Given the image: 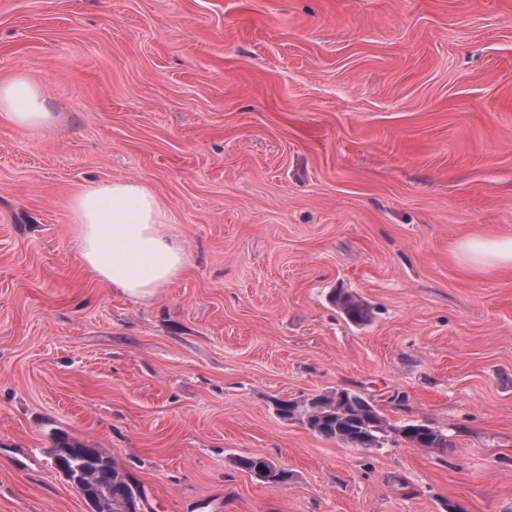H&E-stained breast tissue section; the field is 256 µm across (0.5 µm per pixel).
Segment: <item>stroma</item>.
<instances>
[{
    "mask_svg": "<svg viewBox=\"0 0 512 512\" xmlns=\"http://www.w3.org/2000/svg\"><path fill=\"white\" fill-rule=\"evenodd\" d=\"M18 75L55 120L0 115V512H89L56 433L144 512H512V271L456 258L512 236V0H0ZM118 180L190 257L146 300L79 255L73 198ZM340 388L451 448L276 412ZM331 302L352 323L362 324L370 318L368 306L352 293L338 290L331 295ZM233 464L263 484L277 485L280 479L276 464L274 465L273 461L271 462L265 457L240 456L233 459ZM256 472L258 473L256 474Z\"/></svg>",
    "mask_w": 512,
    "mask_h": 512,
    "instance_id": "1",
    "label": "stroma"
}]
</instances>
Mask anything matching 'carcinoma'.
Masks as SVG:
<instances>
[{"label": "carcinoma", "mask_w": 512, "mask_h": 512, "mask_svg": "<svg viewBox=\"0 0 512 512\" xmlns=\"http://www.w3.org/2000/svg\"><path fill=\"white\" fill-rule=\"evenodd\" d=\"M331 302L346 319L362 324L369 320L370 309L356 295L338 290L331 295ZM346 401L338 404L335 398L326 394L314 396L308 429L326 439L334 440L355 448H381L390 435L414 448L445 453L451 442L448 434L425 421H405L390 424L378 411L372 401L349 390H343ZM56 448L70 449L69 455L88 459L94 455L112 468V496L124 501L132 512H143L141 504L146 499L144 487L126 471L115 467L108 456L97 455L98 449L60 435L54 442ZM236 468L254 476L263 484L275 485L280 476L273 462L265 457L240 456L233 459Z\"/></svg>", "instance_id": "cac0c4a2"}]
</instances>
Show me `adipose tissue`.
I'll return each mask as SVG.
<instances>
[{"label": "adipose tissue", "instance_id": "ef3b65f1", "mask_svg": "<svg viewBox=\"0 0 512 512\" xmlns=\"http://www.w3.org/2000/svg\"><path fill=\"white\" fill-rule=\"evenodd\" d=\"M0 113L17 126L43 130L54 116L43 90L26 77L0 83ZM80 256L94 275L141 299L182 276L188 253L169 227L166 203L146 184L113 181L87 186L71 203ZM458 258L473 272L512 269V237H471Z\"/></svg>", "mask_w": 512, "mask_h": 512}]
</instances>
